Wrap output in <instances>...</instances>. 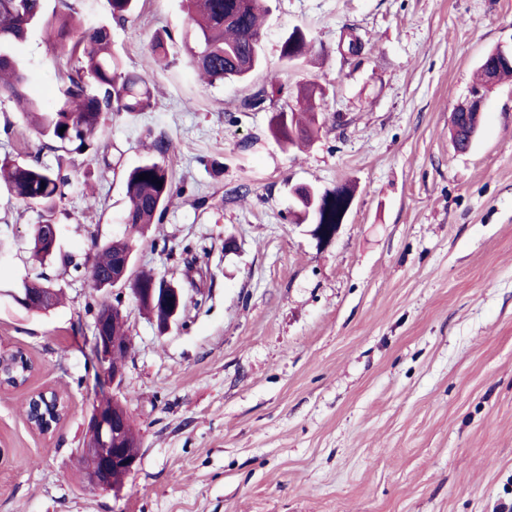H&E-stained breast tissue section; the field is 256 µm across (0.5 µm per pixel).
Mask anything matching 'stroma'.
<instances>
[{"instance_id": "1", "label": "stroma", "mask_w": 512, "mask_h": 512, "mask_svg": "<svg viewBox=\"0 0 512 512\" xmlns=\"http://www.w3.org/2000/svg\"><path fill=\"white\" fill-rule=\"evenodd\" d=\"M261 54L282 87L207 85L188 56L150 64L155 34L182 38L183 0H45L108 25L151 106L109 115L83 152L54 151L0 100V160L40 156L71 179L53 216L59 250L31 257L40 217L0 188V345L69 411L49 436L26 418V392H0V512H512V80L487 96L476 141L448 129L492 48L512 47V0H271ZM353 26L358 58L336 51ZM311 63L283 67L293 28ZM15 54L44 107L66 67L42 28ZM325 90L305 151L269 132L300 84ZM180 193L138 241L136 270L183 289L186 321L164 331L123 291L130 353L120 385L95 379L93 316L111 291L89 288L93 242L126 235L123 176L157 137ZM353 188L335 237L295 223L293 190ZM208 256L189 263L187 248ZM64 291L46 313L13 292L37 275ZM140 433L120 491L89 488L79 451L101 395Z\"/></svg>"}]
</instances>
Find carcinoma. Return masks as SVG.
<instances>
[{
    "label": "carcinoma",
    "instance_id": "obj_1",
    "mask_svg": "<svg viewBox=\"0 0 512 512\" xmlns=\"http://www.w3.org/2000/svg\"><path fill=\"white\" fill-rule=\"evenodd\" d=\"M137 0H108L112 18L126 19L136 7ZM191 33L182 41V49L190 57L196 71L207 83L226 80L248 81L262 68L260 42L264 35L267 0H185ZM42 25L47 39L66 55L76 60L71 68L56 106L46 111L29 93L30 76L14 54V46L26 40L30 28ZM364 43L353 29L342 34L338 47L341 53L358 56ZM173 40L157 35L149 46V57L157 65L168 67L175 63ZM311 40L295 29L282 44L281 59L285 65L307 61L311 53ZM497 72V79L512 78V66L496 63L495 56L486 54L479 68L480 77L486 70ZM265 87L259 89L246 102L251 109H261L266 102V88L280 86V73L265 72ZM323 92L315 84L299 89L298 110L280 111L270 130L282 144L305 146L311 143L319 130L318 112ZM16 102L30 117L36 133L44 140L76 151L87 147L90 139L104 132V115L112 112H142L149 106L150 95L144 78L126 70L120 56L112 47V36L107 26L88 18L74 19L71 15L44 14V0H0V99ZM477 119L469 113L462 119L460 129L451 130L453 143L467 147L468 132ZM146 174L147 180L139 179ZM0 178L8 193L20 204L41 211L42 221L33 229V253L40 261L52 257L59 246L53 245L52 216L64 199V187L70 178L62 169L54 170L39 162L0 164ZM127 208L124 221L130 234L95 246L88 267L89 287L100 291L102 280L112 274V267L120 257L136 248L135 235H142L159 222L178 190L173 188L168 169L155 159H147L125 175ZM298 206L304 217H312L318 224H339L349 209L353 190L344 185L328 194L311 187L296 191ZM132 287H155L153 305L140 304V308L156 319L158 324L168 322L170 312L180 307L186 312L185 298L163 292L166 287L147 271H131ZM47 281H26L23 290L30 300L25 309L33 312L46 310L39 297L48 292ZM120 298L115 303H103L94 314V323L107 322L113 338L128 343L125 321L119 315Z\"/></svg>",
    "mask_w": 512,
    "mask_h": 512
}]
</instances>
